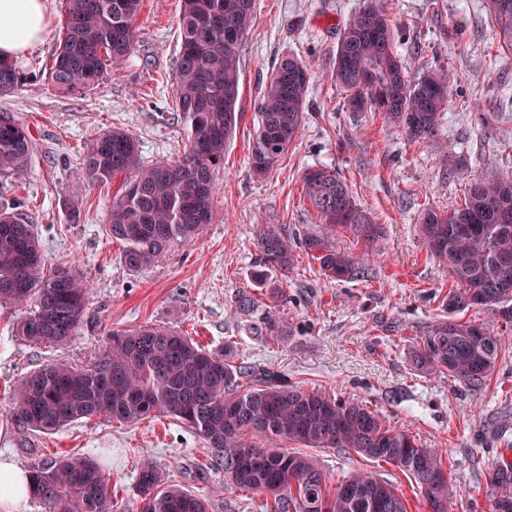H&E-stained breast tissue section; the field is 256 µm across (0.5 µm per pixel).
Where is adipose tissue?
<instances>
[{"label": "adipose tissue", "mask_w": 512, "mask_h": 512, "mask_svg": "<svg viewBox=\"0 0 512 512\" xmlns=\"http://www.w3.org/2000/svg\"><path fill=\"white\" fill-rule=\"evenodd\" d=\"M0 58L11 59L36 46L48 27V0H0ZM31 495L28 471L0 455V512H19Z\"/></svg>", "instance_id": "1"}]
</instances>
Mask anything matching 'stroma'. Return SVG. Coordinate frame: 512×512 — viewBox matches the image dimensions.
<instances>
[{"label": "stroma", "mask_w": 512, "mask_h": 512, "mask_svg": "<svg viewBox=\"0 0 512 512\" xmlns=\"http://www.w3.org/2000/svg\"><path fill=\"white\" fill-rule=\"evenodd\" d=\"M358 3L255 0L241 49L239 121L216 175L217 218L196 242L176 244L159 263L132 272L121 260V243L105 230L121 183L89 184L81 156L115 127L137 138L145 162L183 152L187 130L169 108L180 0H144L137 65L72 93L60 92L44 70L64 19V0H48L47 35L19 57L37 74L0 96V113L21 117L34 140L21 184L0 177V206L27 203L48 263L67 264L87 278L86 319L65 348H51L16 336L24 308L0 306V454L29 471L64 454L99 462L116 512H140L137 484L147 465L207 498L210 512H262V496L225 488L223 465L173 419H82L52 434L26 432L12 421L14 392L30 371L53 361L83 365L109 344L112 331L159 325L218 352L225 341L235 342L247 362L298 387L367 402L391 426L441 450L453 512H490L487 466L512 439V329L497 309L456 313V320L504 338L505 357L479 384L418 373L409 353L427 327L446 316L455 286L419 236L418 216L461 205L462 173L512 176V51L501 48L485 0H380L409 78L437 68L457 77L439 135L415 142L382 113L349 111L336 83V43ZM286 54L311 69L305 119L288 152L257 176L251 169L256 103L274 61ZM322 166L346 179L383 233L371 247L351 231L336 234L338 249L366 257L357 276L341 281L327 279L297 251L280 302L288 333L271 346L252 330L257 317L237 310L238 294L263 295L253 279V230L258 224L292 233L320 230L303 177ZM313 454L329 484L364 468L402 494L409 512H423L418 487L397 467L336 448Z\"/></svg>", "instance_id": "stroma-1"}]
</instances>
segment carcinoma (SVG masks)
Wrapping results in <instances>:
<instances>
[{
  "instance_id": "carcinoma-1",
  "label": "carcinoma",
  "mask_w": 512,
  "mask_h": 512,
  "mask_svg": "<svg viewBox=\"0 0 512 512\" xmlns=\"http://www.w3.org/2000/svg\"><path fill=\"white\" fill-rule=\"evenodd\" d=\"M144 0H65L59 43L48 77L62 92L91 90L108 71L133 61L136 22ZM500 43L512 51V0H486ZM253 0H180V43L174 60L173 106L188 138L171 161L145 164L136 138L114 128L93 139L82 158L93 185L122 176L112 200L106 231L123 243L122 262L137 272L162 260L171 247L199 238L216 218V170L236 126L240 48L253 15ZM395 28L377 0H363L349 17L336 45L333 75L353 112L377 108L414 141L438 133L448 111L455 75L427 70L407 79L396 50ZM30 71L0 59V95L25 84ZM311 73L294 55L278 59L258 102L260 122L252 146L253 172L263 175L288 151L305 117ZM34 151L28 126L0 114V175L24 179ZM305 196L322 224L320 234L290 235L280 224H258L253 245L254 277L265 289L256 332L276 344L287 326L275 305L278 279L301 248L330 280L354 275L364 256L339 250L330 238L347 227L342 210L356 213L359 239L369 244L380 233L355 202L345 179L332 168L304 177ZM419 232L431 256L456 287L448 293L450 316L434 321L411 354L425 375H448L479 384L503 350L500 336L457 321L451 314L473 306L512 300V178L486 172L468 180L462 206L449 212L426 210ZM87 279L67 265L50 267L37 228L20 207L0 208V305L28 306L16 335L51 346H66L84 322ZM106 416L130 422L148 417L177 420L224 464L227 484L265 496L264 512H408L407 502L367 469L353 470L328 486L315 457L291 451L339 448L368 460H384L421 489L425 512H448L452 492L442 454L407 431L391 426L379 412L355 398L302 389L240 360L235 343L212 352L190 337L161 326L112 332L109 346L89 365L50 363L26 374L14 395L11 418L23 430L51 433L81 419ZM492 512H512V461L498 456L489 468ZM141 512H208L206 501L170 483L156 469L141 470ZM32 496L49 512H112L109 481L88 458H55L32 471Z\"/></svg>"
}]
</instances>
